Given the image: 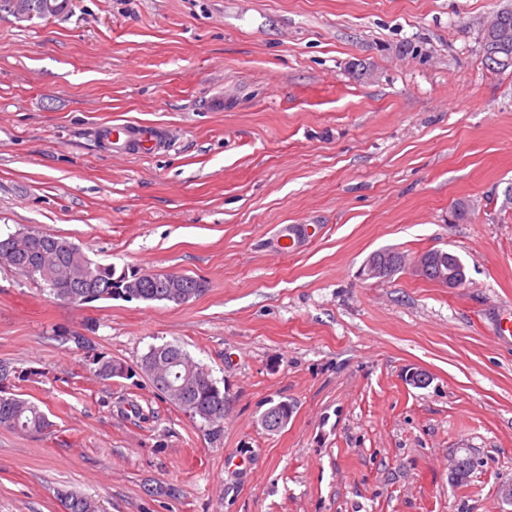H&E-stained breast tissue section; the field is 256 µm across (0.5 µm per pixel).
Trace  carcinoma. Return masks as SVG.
<instances>
[{
	"label": "carcinoma",
	"instance_id": "1",
	"mask_svg": "<svg viewBox=\"0 0 512 512\" xmlns=\"http://www.w3.org/2000/svg\"><path fill=\"white\" fill-rule=\"evenodd\" d=\"M67 4L68 0H0V11L29 22L43 18L49 9L58 16L67 11ZM496 20L492 35L481 34L483 57L488 68L506 70L512 68V7L502 8ZM418 258L424 266L422 277L429 281L443 270L459 274L460 258L452 252L437 257L429 250ZM369 259L384 261L398 271L407 262L406 256L395 249L378 250ZM0 262L29 280L45 284L54 299L73 304L119 299L174 304L183 292L196 297L205 291L204 281L192 276L177 288H167L166 272L152 273L153 281L142 282L140 288H114L113 282L124 279L131 270L119 271L110 264L90 261L77 245L50 234L20 239L13 234L0 236ZM98 363L99 374L107 379L133 377L131 369L122 362L102 357ZM137 369L165 400L191 418L209 425L224 421V389L181 347L155 346L142 357ZM0 428L44 434L52 428V422L37 405L0 389ZM58 496L65 512H99L97 502L89 496L67 490Z\"/></svg>",
	"mask_w": 512,
	"mask_h": 512
}]
</instances>
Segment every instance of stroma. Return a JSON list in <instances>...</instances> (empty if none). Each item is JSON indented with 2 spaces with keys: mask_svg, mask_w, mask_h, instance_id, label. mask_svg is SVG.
<instances>
[{
  "mask_svg": "<svg viewBox=\"0 0 512 512\" xmlns=\"http://www.w3.org/2000/svg\"><path fill=\"white\" fill-rule=\"evenodd\" d=\"M509 4L0 12V235L206 284L77 306L0 265L7 390L53 423L0 430V512H62V489L103 512H512V68L486 67L480 27ZM116 123L161 149L115 152ZM385 248L454 252L466 282L366 278ZM166 342L226 386L221 426L96 373Z\"/></svg>",
  "mask_w": 512,
  "mask_h": 512,
  "instance_id": "obj_1",
  "label": "stroma"
}]
</instances>
